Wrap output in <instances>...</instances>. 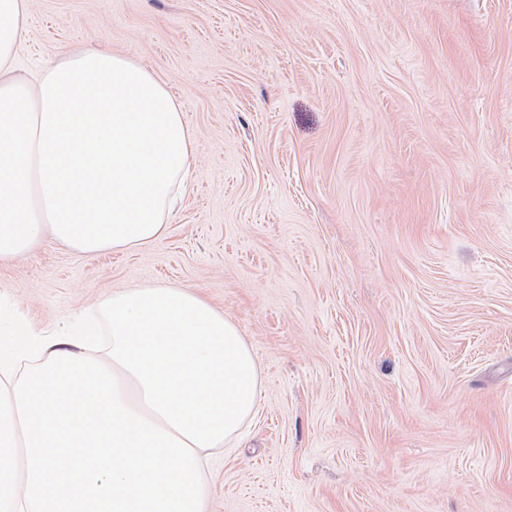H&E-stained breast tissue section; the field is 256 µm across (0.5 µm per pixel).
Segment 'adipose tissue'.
<instances>
[{"mask_svg":"<svg viewBox=\"0 0 512 512\" xmlns=\"http://www.w3.org/2000/svg\"><path fill=\"white\" fill-rule=\"evenodd\" d=\"M28 6L0 0V263L47 228L85 254L161 239L194 153L179 103L109 50L17 75Z\"/></svg>","mask_w":512,"mask_h":512,"instance_id":"1","label":"adipose tissue"}]
</instances>
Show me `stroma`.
Instances as JSON below:
<instances>
[{"label": "stroma", "instance_id": "1", "mask_svg": "<svg viewBox=\"0 0 512 512\" xmlns=\"http://www.w3.org/2000/svg\"><path fill=\"white\" fill-rule=\"evenodd\" d=\"M180 103L167 234L0 264L37 331L176 285L262 369L209 512H512V0H30L21 73L79 49Z\"/></svg>", "mask_w": 512, "mask_h": 512}]
</instances>
